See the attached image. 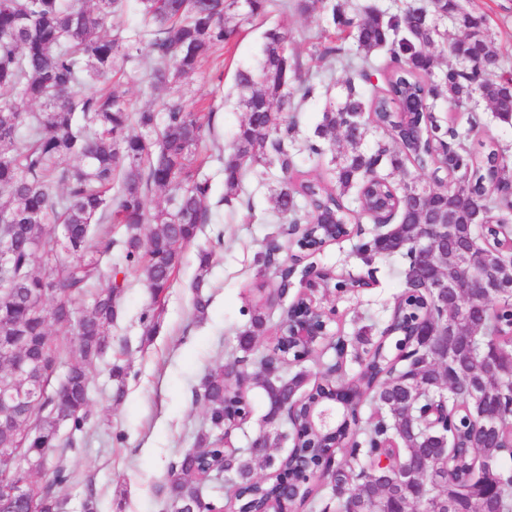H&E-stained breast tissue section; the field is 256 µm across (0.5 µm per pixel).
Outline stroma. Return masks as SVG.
Listing matches in <instances>:
<instances>
[{"label":"stroma","mask_w":512,"mask_h":512,"mask_svg":"<svg viewBox=\"0 0 512 512\" xmlns=\"http://www.w3.org/2000/svg\"><path fill=\"white\" fill-rule=\"evenodd\" d=\"M464 8L484 17L502 56V69L512 73V0H462ZM288 28L290 53L298 56L313 81L328 85V99L308 102L301 114L299 139L312 136L326 100H337L345 73L340 65L317 58L321 43L336 41L354 51L353 39L337 30H324L322 15L303 13L272 0L265 14L239 22L217 63H206L185 79L187 103L203 99L213 107L214 131L201 147L202 169L212 190L207 200L212 221L187 246L165 311L152 343L143 344V320L151 312L147 289L125 260L120 246L105 258L113 279L123 286L117 321L112 329L114 347L91 369L94 418L85 437L74 448L54 454L50 465L71 475L58 490L66 512H83L86 497H93L97 512H166L167 473L172 462L193 446L197 431L207 426L203 403L194 399L201 379L217 362L238 351V333L247 323L244 313L259 282L278 287L276 268H264L257 257L269 243H288L287 224L273 221L271 194L283 179L279 168H255L243 183L235 207L224 203V151L244 118L238 105L236 74L256 66L262 57L264 33L273 26ZM433 110L440 122L467 125L477 116L480 126L473 140L495 139L512 156V124L495 118L482 101L457 109L439 99ZM218 245L210 273L208 317L197 322L192 314L189 287L197 268L199 249ZM398 258L376 261V283L359 293L318 291L327 308H335L337 328L354 335L360 327L382 328L396 298L403 291ZM126 366L125 396L114 402L109 380L111 364Z\"/></svg>","instance_id":"35a3bbf8"}]
</instances>
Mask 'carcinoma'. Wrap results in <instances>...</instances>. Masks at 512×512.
Masks as SVG:
<instances>
[{"label": "carcinoma", "mask_w": 512, "mask_h": 512, "mask_svg": "<svg viewBox=\"0 0 512 512\" xmlns=\"http://www.w3.org/2000/svg\"><path fill=\"white\" fill-rule=\"evenodd\" d=\"M146 29L133 34L118 24L128 0H0V243L10 251L0 267V512H62L65 501L55 489L69 480L61 467L49 469L43 482L30 468L46 467L58 448L78 445L92 417L90 369L112 350L121 289L100 288L106 277L103 256L110 251L112 225L121 224L125 259L148 288L152 315L143 341L157 333L168 289L179 272L183 251L201 226L211 221L206 200L209 180L200 178L199 148L210 133L213 110L184 103L180 86L236 32L229 25L228 0H135ZM456 16L463 36L450 42L439 21ZM326 23L349 32L358 51L348 56L336 44L318 48L321 58L339 62L343 102L327 103L313 136L298 143L295 117L301 103L322 96L303 77L299 60L288 52L284 27L265 33L263 57L238 72L236 85L245 120L224 156V201L238 196L248 166L278 165L283 180L273 195V212L290 224H306L318 215L346 224L361 211L345 204L355 194L359 206L372 196L397 197L392 239L371 237L356 246L366 265L373 258L414 259L424 224H454L456 247L479 237L492 238V226L512 222V200L490 193L512 179V162L494 141L469 145L477 126L466 130L438 124L431 114L438 98L453 106L477 96L512 122V75L500 72L499 53L484 20L445 0L433 7L408 5L395 14L375 7L360 13L330 6ZM441 43L452 58L468 62L437 69L429 48ZM154 56L147 80L151 94L164 87L172 96L160 109H129L124 78L143 50ZM390 55L385 88L367 93L376 71L372 56ZM412 97L423 107L410 118L391 108ZM395 141V147L361 148L371 118ZM348 149L332 156L335 184L292 181L289 148L310 156L331 150L336 133ZM420 169L448 163L455 180L448 195L422 192L413 180L392 181L406 162ZM168 192V206L149 213L148 193ZM39 266H34V261ZM213 251L198 253L193 313L207 316L211 298L203 293ZM463 264L448 253L418 270L424 288L399 295L398 308L376 341L361 340L354 350L359 369L349 374L347 360L336 364L313 397L330 396L351 422L350 447H334L336 438L310 431L304 442L310 456L346 454L329 474L298 486L268 448H243L227 479L226 499L207 497L204 488L218 472L202 462L219 463L224 393L244 371L253 338L264 332L267 307L258 298L238 338L242 356L205 373L195 396L208 408L209 426L200 429L194 447L172 463L168 473L167 512L189 506L195 512L227 507L272 512H308L316 503L335 512H512V290L490 295L487 317L465 307L448 310V297L433 288L439 272L455 277ZM53 303H46L47 297ZM57 326L72 332L71 353ZM31 357L26 374L15 373L16 343ZM453 387L441 390L448 373ZM249 385L265 399L262 426L270 411L306 392L308 375L281 370L247 374ZM354 383L355 397L365 396L373 410L364 415L360 401L344 405L341 378ZM482 381L497 402L496 424L476 419L471 383ZM448 411V428H424L414 413L426 404ZM424 483L430 496L417 492Z\"/></svg>", "instance_id": "cac0c4a2"}]
</instances>
